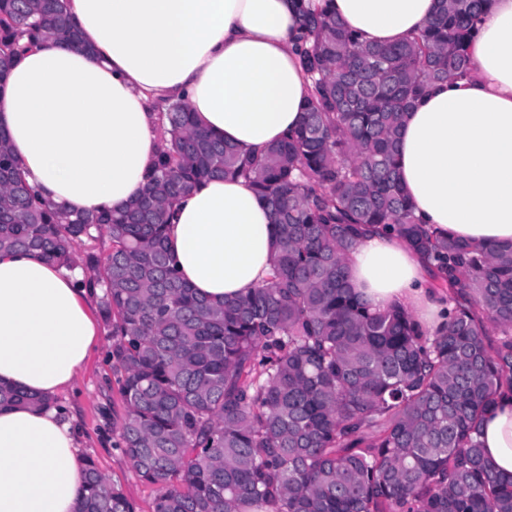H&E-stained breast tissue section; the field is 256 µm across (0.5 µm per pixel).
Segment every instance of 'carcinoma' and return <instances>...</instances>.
<instances>
[{"label": "carcinoma", "instance_id": "1", "mask_svg": "<svg viewBox=\"0 0 512 512\" xmlns=\"http://www.w3.org/2000/svg\"><path fill=\"white\" fill-rule=\"evenodd\" d=\"M490 0H438L422 33L374 45L324 3L298 0L296 51L313 94L298 127L243 154L161 113L163 142L141 198L71 214L41 200L0 133V250L100 271L123 412L119 448L155 488L152 512H512V480L488 465L482 417L512 389V242L444 237L413 213L396 163L403 114L428 86L464 75ZM70 46L62 0H0V86L22 40ZM245 177L272 212L270 277L237 298L198 296L165 244L168 213L198 181ZM375 227L408 242L447 289L445 326L377 311L345 261ZM500 332L486 341L488 326ZM51 406L0 387V406ZM78 512H138L84 463Z\"/></svg>", "mask_w": 512, "mask_h": 512}]
</instances>
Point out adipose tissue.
<instances>
[{
	"label": "adipose tissue",
	"instance_id": "adipose-tissue-1",
	"mask_svg": "<svg viewBox=\"0 0 512 512\" xmlns=\"http://www.w3.org/2000/svg\"><path fill=\"white\" fill-rule=\"evenodd\" d=\"M77 49L35 44L0 85V131L50 203L83 214L137 200L161 147L156 106L186 103L196 123L244 152L295 130L309 95L293 47L292 0H64ZM372 44L410 40L437 0H331ZM472 73L434 84L404 114L397 152L414 214L472 244L512 242V0H492L468 41ZM272 215L251 182L199 181L174 205L166 246L209 299L248 294L271 270ZM348 280L373 308L446 321L433 274L401 238L366 234ZM80 268L0 252V386L55 396L98 338ZM487 463L512 479V391L480 425ZM83 459L71 417L0 408V512H77Z\"/></svg>",
	"mask_w": 512,
	"mask_h": 512
}]
</instances>
